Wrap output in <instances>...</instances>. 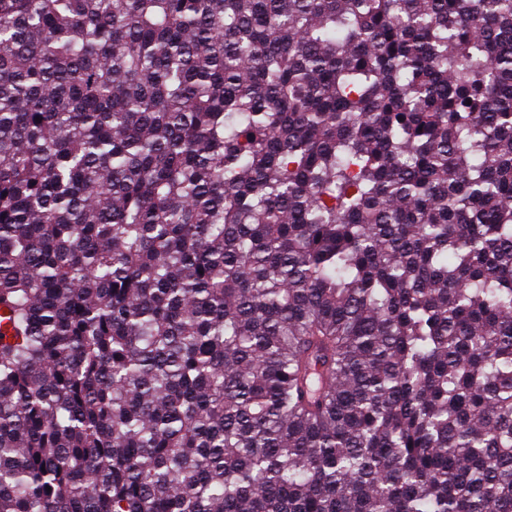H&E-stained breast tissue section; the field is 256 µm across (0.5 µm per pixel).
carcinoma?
<instances>
[{"instance_id":"1","label":"carcinoma","mask_w":512,"mask_h":512,"mask_svg":"<svg viewBox=\"0 0 512 512\" xmlns=\"http://www.w3.org/2000/svg\"><path fill=\"white\" fill-rule=\"evenodd\" d=\"M3 309L0 512H512V0H0Z\"/></svg>"}]
</instances>
